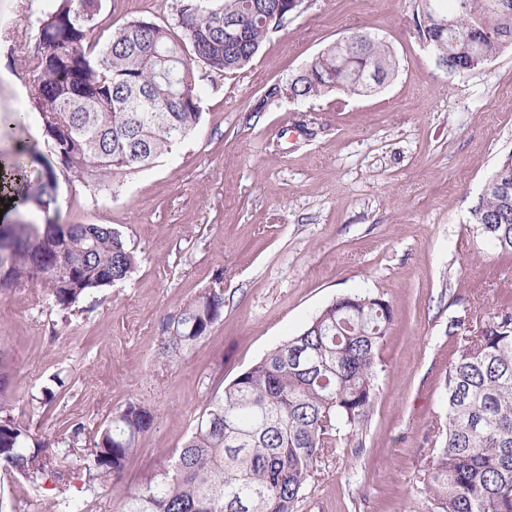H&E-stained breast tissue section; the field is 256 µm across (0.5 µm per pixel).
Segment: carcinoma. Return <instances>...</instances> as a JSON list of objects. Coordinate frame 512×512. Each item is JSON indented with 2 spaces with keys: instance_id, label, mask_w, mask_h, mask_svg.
<instances>
[{
  "instance_id": "obj_1",
  "label": "carcinoma",
  "mask_w": 512,
  "mask_h": 512,
  "mask_svg": "<svg viewBox=\"0 0 512 512\" xmlns=\"http://www.w3.org/2000/svg\"><path fill=\"white\" fill-rule=\"evenodd\" d=\"M427 0L416 13L419 36L448 75L460 76L512 49V0H465L457 28L439 20L446 3ZM103 0H51L30 21L38 39L62 43L66 57L36 55L29 101L49 158L28 174L30 149L0 154V198L32 216L57 202V172L112 193L113 179L149 167L186 139L202 118L197 68H246L294 0H177L173 21L132 19L108 38L92 37ZM243 28L224 35V20ZM389 48L357 29L328 45L286 92L292 99L332 91L364 95L389 79ZM473 209L493 247L512 256V155L498 166ZM64 246L67 264L54 247ZM137 264L108 224L0 225V294L36 280L59 309L127 279ZM224 312V290L208 288L166 323L159 358L170 360L211 331ZM392 320L388 303L348 295L322 309L298 335L238 375L206 409L172 460L137 486L126 463L155 420L130 401L89 439L85 469L122 499V512H297L322 473L357 433L376 396L379 351ZM443 403L447 422L420 481L428 512H512V311L468 335L453 330ZM0 471L33 488L53 478L66 491L64 459L50 442L0 407Z\"/></svg>"
}]
</instances>
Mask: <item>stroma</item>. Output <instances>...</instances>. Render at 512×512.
Returning a JSON list of instances; mask_svg holds the SVG:
<instances>
[{
    "instance_id": "stroma-1",
    "label": "stroma",
    "mask_w": 512,
    "mask_h": 512,
    "mask_svg": "<svg viewBox=\"0 0 512 512\" xmlns=\"http://www.w3.org/2000/svg\"><path fill=\"white\" fill-rule=\"evenodd\" d=\"M176 0H104L99 30L172 20ZM43 0H0V151L42 144L29 103V16ZM417 0H303L251 64L200 71L202 118L148 169L98 200L60 177V224H108L138 257L123 282L58 310L35 281L0 295L5 406L68 465V491L0 473V512H121L90 483L70 423L101 429L134 400L156 419L125 470L130 485L167 463L208 399L345 295H377L393 320L364 426L326 461L298 512H424L419 479L446 422L451 324L512 310V259L472 219L512 152V50L448 76L416 30ZM362 29L391 49L394 76L364 96L266 98L328 45ZM23 113V128L3 121ZM308 134H301L299 122ZM206 288L224 291L210 334L158 357L164 319ZM65 392L43 403L54 377Z\"/></svg>"
}]
</instances>
